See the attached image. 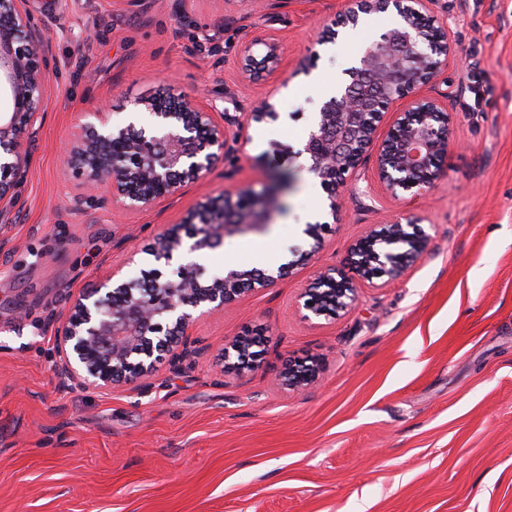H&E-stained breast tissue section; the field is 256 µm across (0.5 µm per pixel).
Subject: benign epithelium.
I'll return each mask as SVG.
<instances>
[{
	"mask_svg": "<svg viewBox=\"0 0 512 512\" xmlns=\"http://www.w3.org/2000/svg\"><path fill=\"white\" fill-rule=\"evenodd\" d=\"M427 0H354L343 19L353 24L361 13L395 4L403 14L400 26L382 34L366 49L360 66L344 71L343 92L332 95L319 111L317 122L297 155L327 193L331 214H336L347 178L365 163L368 149L377 145L375 174L388 193L428 187L440 176L453 142V116L447 104L420 92L435 80L440 57L456 52L446 28L426 13ZM25 0H0V86L10 91L9 111L0 114V219L8 221L18 204L17 185L29 158L22 133L35 122L46 93L45 67L48 40L24 9ZM262 62L270 70L281 61L279 44L265 43ZM408 104L396 113L386 136L377 139L385 113L399 100ZM146 111L163 120L153 131L130 124L113 130L109 113H97L99 125H82L72 136L68 154L83 186L94 191L109 181L112 198L135 209L178 194L188 182L199 180L223 151L226 135L197 98L179 94L143 102ZM278 211L273 187L226 191L189 210L178 225L157 238L154 256L167 262L183 246L181 229L192 239L188 251L212 249L224 238L264 230ZM320 225L306 234L311 249L275 270L228 268L221 276L202 279L200 266L182 264L169 278L159 269L145 273L142 293L119 281L114 271L94 288L74 297L56 317L54 340L61 378L83 389L109 390L155 375L166 357L176 365L189 351L192 311L214 313L256 288H265L291 273L320 249ZM428 235L419 218L408 216L382 224L354 244L349 268L330 267L319 272L300 294L299 310L315 317H337L352 308L360 282L396 278L427 252ZM247 336L224 344L225 365L245 374L257 368L250 359ZM321 368L317 360L288 365L280 378L291 389L315 384Z\"/></svg>",
	"mask_w": 512,
	"mask_h": 512,
	"instance_id": "obj_1",
	"label": "benign epithelium"
}]
</instances>
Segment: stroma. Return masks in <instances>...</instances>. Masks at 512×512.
I'll use <instances>...</instances> for the list:
<instances>
[{
  "instance_id": "1",
  "label": "stroma",
  "mask_w": 512,
  "mask_h": 512,
  "mask_svg": "<svg viewBox=\"0 0 512 512\" xmlns=\"http://www.w3.org/2000/svg\"><path fill=\"white\" fill-rule=\"evenodd\" d=\"M352 0H28L50 41L44 116L0 223V512H512V0H432L457 54L424 87L454 116L444 171L427 188L385 194L366 162L338 211L301 149L323 102L308 79L358 65L396 26L360 14L353 38L329 39ZM280 44L275 73L245 72L242 46ZM482 76L478 111L469 87ZM203 97L241 131L198 181L145 209L82 192L66 162L78 124L106 109L116 128H149L144 100ZM270 99L274 120H253ZM280 184L259 235L204 254L175 253L212 276L262 240L247 268L273 270L323 247L292 274L198 317L180 369L109 391L53 370L54 319L80 290L119 269L155 268L145 249L208 198ZM417 215L429 250L400 279L360 284L336 318H304L298 295L342 265L377 225ZM259 331L257 370L224 367V343ZM319 358L318 384L279 378Z\"/></svg>"
}]
</instances>
